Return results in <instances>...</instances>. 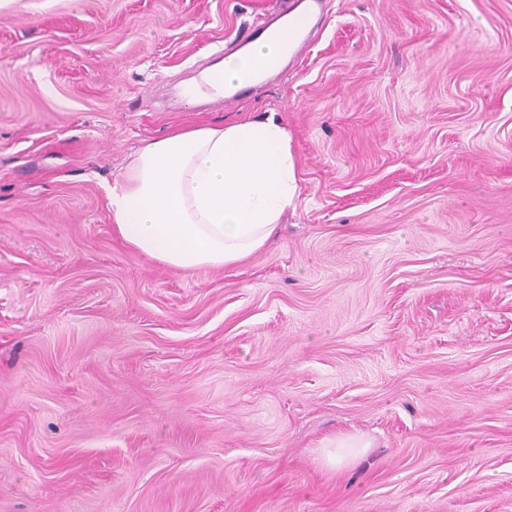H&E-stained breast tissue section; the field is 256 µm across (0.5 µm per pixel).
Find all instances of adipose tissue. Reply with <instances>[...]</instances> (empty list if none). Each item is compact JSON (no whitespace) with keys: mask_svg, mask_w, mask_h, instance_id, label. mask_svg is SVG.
Wrapping results in <instances>:
<instances>
[{"mask_svg":"<svg viewBox=\"0 0 512 512\" xmlns=\"http://www.w3.org/2000/svg\"><path fill=\"white\" fill-rule=\"evenodd\" d=\"M296 160L275 116L180 128L136 151L109 193L112 223L130 248L176 270L224 269L262 250L297 205ZM361 434L326 442L341 469L371 448Z\"/></svg>","mask_w":512,"mask_h":512,"instance_id":"obj_1","label":"adipose tissue"}]
</instances>
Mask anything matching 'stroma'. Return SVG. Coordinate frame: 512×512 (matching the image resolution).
Here are the masks:
<instances>
[{
    "label": "stroma",
    "mask_w": 512,
    "mask_h": 512,
    "mask_svg": "<svg viewBox=\"0 0 512 512\" xmlns=\"http://www.w3.org/2000/svg\"><path fill=\"white\" fill-rule=\"evenodd\" d=\"M274 2L0 6V512H512V0H330L297 65L185 104ZM271 114L264 249L121 242L136 150ZM339 432L373 446L332 470Z\"/></svg>",
    "instance_id": "1"
}]
</instances>
